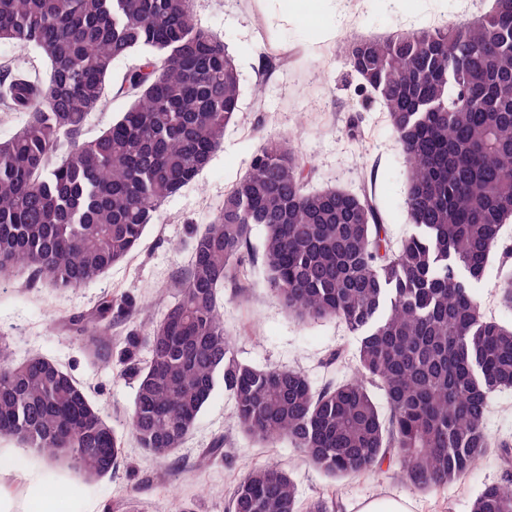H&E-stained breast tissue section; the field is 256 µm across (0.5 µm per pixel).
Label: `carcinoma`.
<instances>
[{
  "instance_id": "cac0c4a2",
  "label": "carcinoma",
  "mask_w": 512,
  "mask_h": 512,
  "mask_svg": "<svg viewBox=\"0 0 512 512\" xmlns=\"http://www.w3.org/2000/svg\"><path fill=\"white\" fill-rule=\"evenodd\" d=\"M0 43L31 49L45 77H0V103L23 117L0 138V272L31 270L61 290L84 288L125 259L160 208L209 165L236 118L232 56L193 19L192 0H0ZM141 52L117 94L122 117L84 136L108 97L115 61ZM345 62L370 89L408 167L413 231L392 248L365 194L306 189L292 138L271 140L193 237L178 297L146 336L128 431L160 460L184 444L218 382L239 428L287 440L338 479L392 462L412 487L438 491L491 452L506 478L484 486L470 512H512V444L491 441L493 396L512 388V327L487 319L472 284L496 276L512 303V274L491 253L512 219V0L485 17L347 44ZM264 231L266 283L303 321L335 320L355 336L348 374L320 387L293 369L234 355L220 292L243 272ZM114 304L77 316L97 358L112 356ZM0 437L104 477L124 441L56 361L14 356L0 338ZM231 512H300L278 463L252 468Z\"/></svg>"
}]
</instances>
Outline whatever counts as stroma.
I'll return each instance as SVG.
<instances>
[{
  "mask_svg": "<svg viewBox=\"0 0 512 512\" xmlns=\"http://www.w3.org/2000/svg\"><path fill=\"white\" fill-rule=\"evenodd\" d=\"M493 6L494 0H328V33L316 39L287 20L280 0H193L195 23L223 41L240 72V110L209 166L161 207L135 250L95 283L59 291L26 270L0 275V330L11 336L13 352L52 358L69 371L113 428L125 435L124 452L110 476L84 483L66 466L45 467L35 451L0 438L9 458L21 459L27 469H44L51 486H80V498L69 512H122L129 500L141 512H175L190 503L198 512H230L237 484L249 469L266 463L288 471L301 502L335 496L340 512H357L361 501L378 496L409 498L415 512H469L484 485L502 476L496 455H488L465 479L432 493L410 486L386 464L338 481L306 462L288 441L263 443L242 433L233 400L220 386L183 448L168 460L156 459L127 436L135 379L124 375L119 361L102 365L66 322L110 299L126 307L112 320L114 351L124 349L130 333H146L185 273L193 236L210 224L256 151L293 130L299 133L293 145L307 161L310 188L375 198L388 238L398 243L412 230L405 160L380 105L345 65V46L445 21L467 24ZM353 125L359 130L355 138L349 135ZM262 241V229H255L245 276L221 293L224 327L236 338L239 359L301 371L317 386L344 376V367H329L325 361L336 350L352 351L355 337L337 322H304L282 307L266 283ZM217 440L223 444L222 456L200 466L202 452Z\"/></svg>",
  "mask_w": 512,
  "mask_h": 512,
  "instance_id": "1",
  "label": "stroma"
}]
</instances>
